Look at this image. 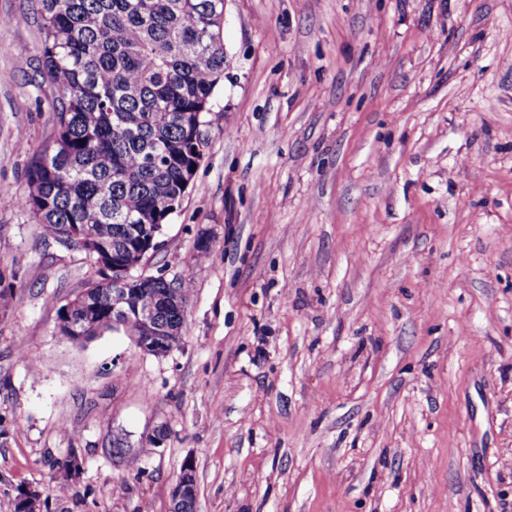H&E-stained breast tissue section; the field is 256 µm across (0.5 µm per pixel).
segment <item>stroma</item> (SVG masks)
<instances>
[{"instance_id":"35a3bbf8","label":"stroma","mask_w":512,"mask_h":512,"mask_svg":"<svg viewBox=\"0 0 512 512\" xmlns=\"http://www.w3.org/2000/svg\"><path fill=\"white\" fill-rule=\"evenodd\" d=\"M35 9L0 0V512H168L188 461L198 512H512V0H226L140 268L192 288L163 358L57 331L92 263L14 203L56 135Z\"/></svg>"}]
</instances>
